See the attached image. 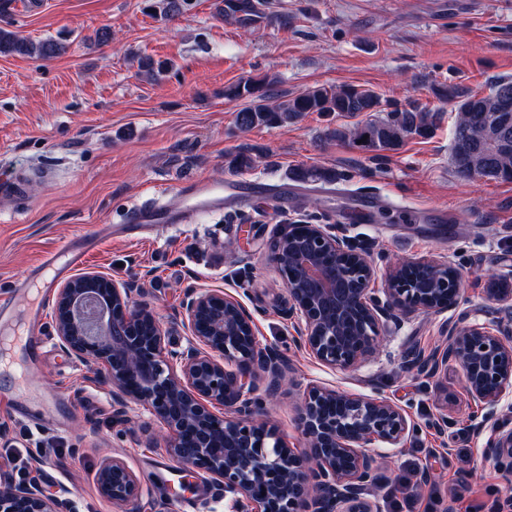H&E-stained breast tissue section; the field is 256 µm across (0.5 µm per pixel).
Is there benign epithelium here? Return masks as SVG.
Listing matches in <instances>:
<instances>
[{"label": "benign epithelium", "instance_id": "benign-epithelium-1", "mask_svg": "<svg viewBox=\"0 0 512 512\" xmlns=\"http://www.w3.org/2000/svg\"><path fill=\"white\" fill-rule=\"evenodd\" d=\"M269 249L288 292L284 314L297 345L342 371L379 353L389 324L444 313L462 298L461 274L445 259L394 264L377 295L371 255L319 224H290ZM290 262L302 273L299 283L284 274ZM407 267L420 274L436 268L441 276L406 280ZM140 292L135 279L118 283L93 272L66 282L55 302L57 336L65 354L110 386L117 406L148 407L171 457L223 487L234 512H382L392 489L375 449L406 447L415 426L401 408L378 396L311 386L296 416L306 450L294 452L262 419L255 383L264 377L266 395L276 394L291 383V366L280 349L259 343L250 312L221 291L189 288L182 319L190 339L174 350L150 304L134 300ZM486 293L506 303L498 323L445 321L443 345L413 348L404 363L427 378L450 361L460 365L468 396L486 409L465 432L486 436V457L511 486L512 425L497 417V407L512 395V278L489 275ZM96 483L114 504L139 496L135 476L114 458L102 461ZM0 512L64 510L40 486L22 482L0 491Z\"/></svg>", "mask_w": 512, "mask_h": 512}]
</instances>
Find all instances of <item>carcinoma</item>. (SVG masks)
I'll list each match as a JSON object with an SVG mask.
<instances>
[{"mask_svg": "<svg viewBox=\"0 0 512 512\" xmlns=\"http://www.w3.org/2000/svg\"><path fill=\"white\" fill-rule=\"evenodd\" d=\"M185 0H159L150 5L166 17L180 14ZM220 14L244 30L256 27L263 18L261 0H223ZM65 49L53 40L35 41L10 29L0 27V56L22 55L38 61L49 60ZM512 99V79H502L481 94L460 86H442L438 95L454 103L457 111L453 128L450 161L454 171L464 178H485L512 181V111L489 112L487 103L503 95ZM224 96L246 100L248 105L236 116L238 127L247 131L259 126H282L294 123L309 112L355 117L362 113L369 119L352 127L339 126L328 132L331 139L351 140L371 152L393 150L413 136L428 135L440 121V113L421 108H382L379 96L370 89L353 85L336 88L314 87L294 97L270 102L272 81L265 77H250L224 90ZM254 165L252 148L246 146L227 156L230 170ZM339 174L328 168H300L294 179L333 182Z\"/></svg>", "mask_w": 512, "mask_h": 512, "instance_id": "cac0c4a2", "label": "carcinoma"}]
</instances>
